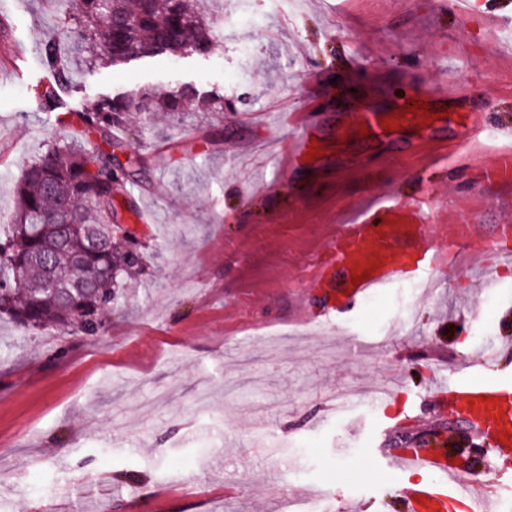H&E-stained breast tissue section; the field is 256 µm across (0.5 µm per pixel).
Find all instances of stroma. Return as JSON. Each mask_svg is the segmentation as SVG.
<instances>
[{
	"instance_id": "stroma-1",
	"label": "stroma",
	"mask_w": 512,
	"mask_h": 512,
	"mask_svg": "<svg viewBox=\"0 0 512 512\" xmlns=\"http://www.w3.org/2000/svg\"><path fill=\"white\" fill-rule=\"evenodd\" d=\"M245 7L258 21L228 26ZM341 8L356 26L330 33ZM212 20L218 37L206 55L89 67L66 53L75 75L48 109L39 94L54 73L42 46L70 41L75 22L54 0H0V225L23 165L46 141L67 140L57 114L144 88L192 85L224 99L222 113L204 120L189 113L119 130L145 161L131 229L155 263L97 336L0 319V512H128L130 498L148 508L163 489L166 512H226L228 502L236 512H279L278 491L397 512L406 476L376 455L384 405L354 397L338 412L337 392L384 383L403 409L395 436L438 429L459 442V425L427 390L432 372L512 379V266L499 267L486 291L473 271L436 275L409 322L398 312L411 282L344 307L326 327L322 295L304 282L372 182L410 196L427 177L438 204L466 198L479 248L512 221V185L479 181L476 162L450 155L426 168L429 153L454 147L458 125L378 142L342 128L353 39L385 57L368 83L380 111L413 97L449 60L448 90L464 95L445 100L449 112L485 125L512 116V0L490 18V40L438 0H300L292 9L224 0ZM304 110L318 115L324 155L298 165L274 119ZM372 332L383 345L350 348V336ZM497 343L492 363L469 367L472 352Z\"/></svg>"
}]
</instances>
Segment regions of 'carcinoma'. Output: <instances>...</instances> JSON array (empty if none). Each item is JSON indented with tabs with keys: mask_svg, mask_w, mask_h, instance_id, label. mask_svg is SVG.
Masks as SVG:
<instances>
[{
	"mask_svg": "<svg viewBox=\"0 0 512 512\" xmlns=\"http://www.w3.org/2000/svg\"><path fill=\"white\" fill-rule=\"evenodd\" d=\"M75 2V41L87 50L86 65L187 50L206 55L215 41L197 0ZM42 54L55 72V85L40 94L41 104L49 105L71 78L61 67L56 41L46 42ZM187 102L205 112L215 99L189 86L159 94L138 91L102 97L61 120L71 128V141L49 142L27 164L15 185L12 223L0 225V315L28 330L98 335L104 317L122 307L125 288L149 269L147 255L125 225L128 214H136L129 195L142 168L113 131L135 115L147 126L160 112L178 116ZM91 136L108 150L77 145ZM120 195L123 207L116 203ZM53 271L60 277L55 286Z\"/></svg>",
	"mask_w": 512,
	"mask_h": 512,
	"instance_id": "1",
	"label": "carcinoma"
}]
</instances>
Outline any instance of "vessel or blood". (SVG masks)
Listing matches in <instances>:
<instances>
[{
  "instance_id": "1",
  "label": "vessel or blood",
  "mask_w": 512,
  "mask_h": 512,
  "mask_svg": "<svg viewBox=\"0 0 512 512\" xmlns=\"http://www.w3.org/2000/svg\"><path fill=\"white\" fill-rule=\"evenodd\" d=\"M316 122L317 117L311 112H287L278 118V125L293 133L290 143L295 148L294 160L305 159L311 151ZM432 125V120L417 111L388 118L370 108L347 115L348 128H369L373 139L380 141L385 140V129L389 126L416 127L425 132ZM484 175L490 184H511L512 148L492 156ZM367 196L369 205L354 220L340 223L310 269L311 287L321 289L325 298L323 322H331L339 304H357L373 290L390 287L417 269L451 275L467 270L459 256L469 251L476 227L463 220V205L444 209L437 206L429 189L405 198L399 191L386 190L374 183L370 184ZM511 239L512 226L501 225L493 251L479 252L485 272L484 287L495 285L489 274L492 264L512 261V248L507 245ZM363 271L368 274L367 280L354 282V274ZM434 394L443 410L461 421L478 444L505 457L512 455V383L461 381L451 377L442 380ZM378 454L400 470L438 474L434 480L401 486L400 512H490L501 498L497 486L486 483L470 470L452 464L439 467L444 450L430 437H423L418 448L409 453L397 454L382 448Z\"/></svg>"
}]
</instances>
